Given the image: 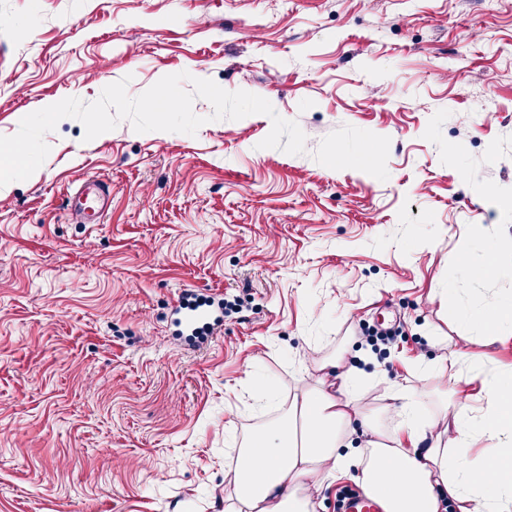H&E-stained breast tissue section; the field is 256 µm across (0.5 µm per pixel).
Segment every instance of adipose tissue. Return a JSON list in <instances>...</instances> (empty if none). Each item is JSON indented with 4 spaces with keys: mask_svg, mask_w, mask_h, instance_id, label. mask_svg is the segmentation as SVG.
<instances>
[{
    "mask_svg": "<svg viewBox=\"0 0 512 512\" xmlns=\"http://www.w3.org/2000/svg\"><path fill=\"white\" fill-rule=\"evenodd\" d=\"M469 360L490 398L481 417L456 403L452 421L430 437L417 394L387 389L380 398L399 417L394 433L364 423L355 478L384 512H442L445 496L459 512H512V372L487 377L477 355ZM339 365L336 357L318 362V387L289 397L275 424L254 430L227 458L235 490L224 512H312L323 481L346 466L339 447L353 422L357 384L355 371ZM477 434L495 456L473 457Z\"/></svg>",
    "mask_w": 512,
    "mask_h": 512,
    "instance_id": "obj_1",
    "label": "adipose tissue"
}]
</instances>
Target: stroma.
Here are the masks:
<instances>
[{
	"mask_svg": "<svg viewBox=\"0 0 512 512\" xmlns=\"http://www.w3.org/2000/svg\"><path fill=\"white\" fill-rule=\"evenodd\" d=\"M183 71L269 100L306 151L201 98L193 136L46 134L40 176L0 194V512H224L226 448L322 359L359 366L353 449L362 420L395 427L392 386L447 418L418 367L512 372V323L455 312L512 297V0H0V135ZM90 177L99 224L67 210ZM189 292L236 305L202 342Z\"/></svg>",
	"mask_w": 512,
	"mask_h": 512,
	"instance_id": "obj_1",
	"label": "stroma"
}]
</instances>
